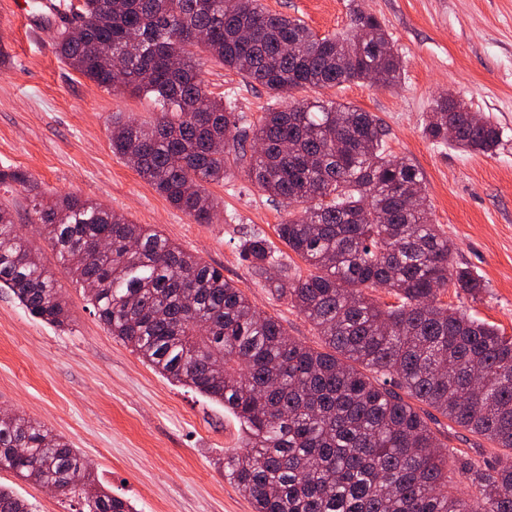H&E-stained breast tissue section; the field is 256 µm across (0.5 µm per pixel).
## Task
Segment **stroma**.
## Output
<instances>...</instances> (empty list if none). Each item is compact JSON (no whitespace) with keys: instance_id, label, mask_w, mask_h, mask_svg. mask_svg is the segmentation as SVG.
Returning a JSON list of instances; mask_svg holds the SVG:
<instances>
[{"instance_id":"1","label":"stroma","mask_w":512,"mask_h":512,"mask_svg":"<svg viewBox=\"0 0 512 512\" xmlns=\"http://www.w3.org/2000/svg\"><path fill=\"white\" fill-rule=\"evenodd\" d=\"M0 0V169L32 175L38 192L72 193L155 228L204 262L223 268L256 306L289 335L310 346L320 338L286 299L249 272L238 245L252 232L275 238L288 207L270 200L245 167L207 189L217 218L198 224L173 207L129 164L113 154L114 121H152L151 96L97 88L55 53L56 30L38 14H14ZM273 12L302 19L316 34L350 28L353 5L383 24L403 62L398 86L367 82L303 89L374 113L386 147L424 175L429 217L454 242L453 263L478 274L482 293L449 288L442 300L512 335V0H263ZM214 95L235 101L240 129L252 133L277 101L216 61L203 68ZM452 95L484 113L502 132L491 155L438 145L422 132L434 98ZM28 190L0 185V207L12 211L44 263L57 268L51 246L28 213ZM72 313L59 328L32 317L13 292L0 288V411L19 413L65 437L89 461L96 479L136 512H253L224 478V457L240 450V426L222 404L173 383L98 320L82 289L59 275ZM0 484L35 512H79L67 498L15 474Z\"/></svg>"}]
</instances>
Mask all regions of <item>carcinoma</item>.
Returning <instances> with one entry per match:
<instances>
[{
	"label": "carcinoma",
	"mask_w": 512,
	"mask_h": 512,
	"mask_svg": "<svg viewBox=\"0 0 512 512\" xmlns=\"http://www.w3.org/2000/svg\"><path fill=\"white\" fill-rule=\"evenodd\" d=\"M80 35L55 52L107 91L154 97L152 122L113 123L112 152L198 224L216 215L206 184L231 164L295 209L279 240L311 269L282 262L269 239L239 243L251 273L316 328L317 348L288 336L224 273L159 231L73 194L30 199L33 223L107 330L165 378L224 405L243 450L224 477L253 512H512V336L443 304L452 285L483 288L452 265L454 244L430 221L424 178L387 152L381 120L351 103L296 100L305 88L398 84L402 61L381 22L357 7L351 29L319 36L261 0H77ZM138 52L117 69L130 39ZM288 106L264 113L246 156L240 116L202 79V56ZM454 136L448 137V129ZM425 135L491 154L501 131L448 97L431 103ZM30 185L0 170V184ZM106 241L75 263V249ZM0 288L35 318L72 320L58 280L12 213L0 207ZM384 288L383 307L368 290ZM439 413L501 453L478 460L442 451ZM81 500L80 512H135L102 488L62 436L17 413L0 414V471ZM0 512H33L0 485Z\"/></svg>",
	"instance_id": "obj_1"
}]
</instances>
